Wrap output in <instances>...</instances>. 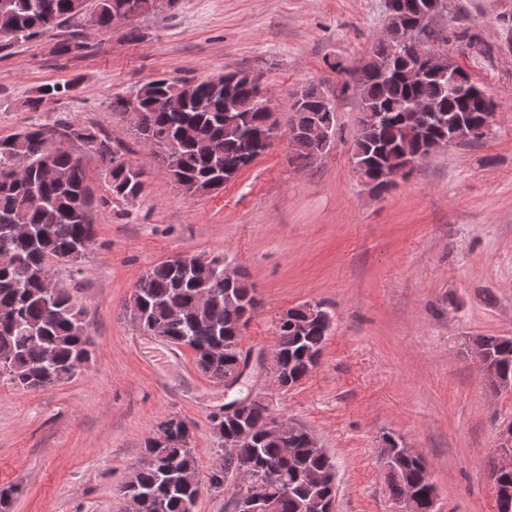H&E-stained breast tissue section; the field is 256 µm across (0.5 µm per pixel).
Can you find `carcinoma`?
Returning a JSON list of instances; mask_svg holds the SVG:
<instances>
[{
	"label": "carcinoma",
	"mask_w": 512,
	"mask_h": 512,
	"mask_svg": "<svg viewBox=\"0 0 512 512\" xmlns=\"http://www.w3.org/2000/svg\"><path fill=\"white\" fill-rule=\"evenodd\" d=\"M437 0H387L388 10L401 18L395 37L379 40L354 85L359 128L353 160L368 177L382 168L405 166L409 157L430 154V144L443 137L448 143L471 140L469 132L483 125L487 93L470 82L461 67L453 72L468 89L453 95L448 74L431 71L418 81L408 77L409 61L402 55L406 41L416 39L429 51H448L458 42L470 46L476 37L463 28L434 39L429 18ZM152 0H0V30L13 32L9 43L41 35L67 22L81 23V13L97 17L108 29L119 17L130 18L153 11ZM141 102L139 136L148 130L159 137L153 157L163 174L184 194L214 179L226 182L250 163L244 153V136L261 130L269 113L259 107L262 89L241 84L235 104L224 101V90L209 78L179 80L158 76L136 90ZM210 101V111L196 112L190 99ZM413 100L429 103L431 111L416 117L407 111ZM295 119L288 128L293 160L312 163L327 151L310 137L316 121L336 124V109L315 85L301 89L293 102ZM424 128L425 139L410 136L411 122ZM91 151L106 167L105 179L113 196L140 197L145 189L143 167L119 161L122 144L100 129L77 121L59 119L0 137V375L22 390H47L81 372L91 357L84 308L64 289L51 283L52 260H82L96 237L91 220L94 205L92 179L81 148ZM26 158L22 180L13 178L15 155ZM214 271L205 280L182 272L174 262L163 261L143 273L130 295L134 323L146 328L161 324L172 340L193 350L198 368L208 378L223 382L233 375L243 355V330L260 302L246 276L233 282L224 278V258L212 257ZM299 305L288 313V322L276 326L274 348L282 360L284 380L296 382L318 365L331 323L310 321ZM498 372L512 377V337L480 336ZM224 346V356L212 357L210 349ZM273 416L263 399L243 419L211 417L221 440L219 469L211 472L214 492L222 493L243 467L257 482L227 502L232 512L254 495L269 512H310L308 505H324L336 497V465L321 448L310 447L308 431L295 425L276 440L264 437L263 426ZM387 442L393 467L386 470L391 495L414 494L412 512L433 510L436 487L422 460L399 456V443ZM324 476L325 482L307 483V473ZM199 467L186 421L176 415L160 420L145 441L139 460L122 485L124 495L137 500V512H186L184 504L198 492Z\"/></svg>",
	"instance_id": "obj_1"
}]
</instances>
